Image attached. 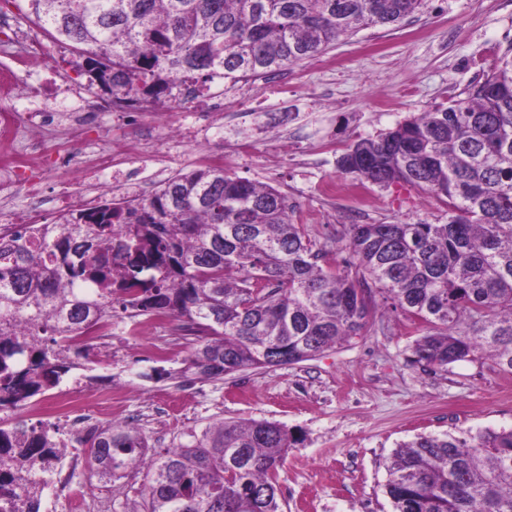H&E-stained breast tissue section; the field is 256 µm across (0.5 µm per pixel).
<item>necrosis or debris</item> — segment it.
I'll return each instance as SVG.
<instances>
[{
    "instance_id": "obj_1",
    "label": "necrosis or debris",
    "mask_w": 512,
    "mask_h": 512,
    "mask_svg": "<svg viewBox=\"0 0 512 512\" xmlns=\"http://www.w3.org/2000/svg\"><path fill=\"white\" fill-rule=\"evenodd\" d=\"M203 112L190 110L194 97L192 86H181L169 106L161 138L163 147L134 143V151L164 166H171L189 138L190 130H202L207 123L224 117L223 76L214 79ZM37 104L21 112L12 106L0 105V229L11 230L23 224H44L49 216H63L75 209L101 205L108 195L123 201L143 199V186L127 169L126 154L112 151L97 140H83L85 107L64 104L59 98L56 79L43 78L38 88ZM67 126L66 138H47L45 130ZM94 170L99 180L82 181L87 170ZM63 173L64 184L57 192L53 206L43 201V182L56 173ZM23 194L28 201L25 210L10 206L9 200ZM122 394L109 384H100L94 397H85L79 384H72L53 397L52 401L28 403L25 411L41 428L56 430L59 448L66 460L65 468L55 469L46 494L54 499L56 512H93L86 495L73 489L70 473L82 460L79 440L94 421H106L125 412Z\"/></svg>"
}]
</instances>
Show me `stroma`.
<instances>
[{
    "instance_id": "stroma-1",
    "label": "stroma",
    "mask_w": 512,
    "mask_h": 512,
    "mask_svg": "<svg viewBox=\"0 0 512 512\" xmlns=\"http://www.w3.org/2000/svg\"><path fill=\"white\" fill-rule=\"evenodd\" d=\"M511 46L512 0H429L397 29L361 31L288 70V103L276 75L248 83L247 106L228 99L224 169L284 192L294 222L326 246L329 261L352 264L348 225L435 224L444 206L406 185L381 188L340 174L337 157L358 138L465 97ZM369 307L363 337L275 370L155 379L154 368H178L187 352L182 337L158 332L118 337L96 350L91 369L71 370L64 381L92 389L109 374L140 386L127 398L133 425L159 451L222 419L282 424L299 438L280 470L283 512H392L385 464L398 443L512 427V374L467 361L445 371L412 363L416 334L406 316L385 307L376 290ZM157 343L169 347L167 361L150 356ZM74 481L106 512H130L141 477L91 485L79 470Z\"/></svg>"
}]
</instances>
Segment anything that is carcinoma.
Returning <instances> with one entry per match:
<instances>
[{
  "label": "carcinoma",
  "mask_w": 512,
  "mask_h": 512,
  "mask_svg": "<svg viewBox=\"0 0 512 512\" xmlns=\"http://www.w3.org/2000/svg\"><path fill=\"white\" fill-rule=\"evenodd\" d=\"M24 18L72 47L96 97L170 102L186 83L264 78L341 38L390 28L427 0H26ZM336 168L380 187L433 193L444 221L352 224L361 278L329 264L279 189L220 166L178 173L151 197L110 201L52 234L0 232V407L16 409L93 361L65 333L89 318L165 313L191 326L177 373L200 381L293 365L364 335L377 287L419 337L414 362H483L512 373V47L465 98L359 138ZM148 454L108 423L88 442V479L144 471L130 512H282L292 437L262 420H219ZM0 483L27 485L40 512L52 436L0 418ZM384 485L393 512H512V428L420 434L399 444Z\"/></svg>",
  "instance_id": "carcinoma-1"
}]
</instances>
